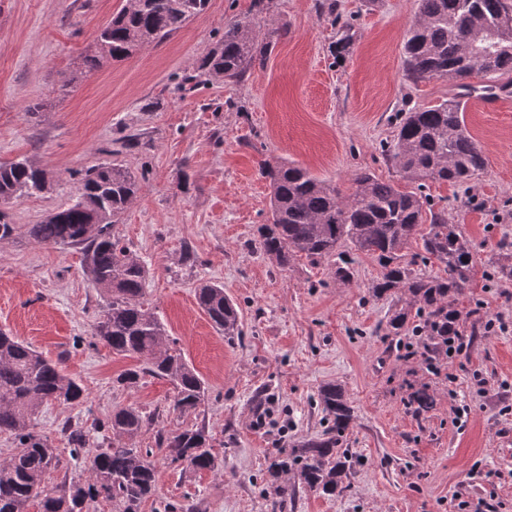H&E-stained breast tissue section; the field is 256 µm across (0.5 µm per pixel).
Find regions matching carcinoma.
Wrapping results in <instances>:
<instances>
[{
	"label": "carcinoma",
	"instance_id": "cac0c4a2",
	"mask_svg": "<svg viewBox=\"0 0 512 512\" xmlns=\"http://www.w3.org/2000/svg\"><path fill=\"white\" fill-rule=\"evenodd\" d=\"M209 0H136L122 8L102 29L88 62L127 59L138 48L159 43L202 14ZM357 31L348 21L337 30V52L351 48ZM271 42L260 43L253 22L236 18L224 26V37L202 59L203 75L239 80L256 62L264 60ZM403 79L416 85L434 78L455 82L462 93L426 108L401 113L386 157L407 181L466 185L486 166L485 154L468 132L463 94L472 87L466 80L476 72L489 76L482 87L488 95L504 91L500 81L512 77V0H417V11L405 31ZM262 174L271 187L269 217L258 229L259 248L280 266L291 257L311 260L336 258V279L346 282L352 271L341 247L375 257L380 276L368 288L373 298L400 303L387 321V335L408 331L414 315L429 341L453 335L460 312L459 296L476 273L475 248L460 225L452 223L445 208L434 209L427 197L404 192L368 171L355 175L351 193L341 191L291 162H265ZM77 198L31 224L28 236L48 246L72 245L81 249L83 272L108 294L96 326L112 351L146 361V372L169 380L174 387L173 410L189 414L204 400L205 387L181 352L165 344L166 329L144 305L148 270L140 257L120 246L112 233L115 219L141 189L138 179L119 164L94 166L78 179ZM51 186L49 174L27 160L0 163V198L35 195ZM420 238L426 256L443 266V274L415 272L416 255L409 243ZM493 275L512 282V243H502L491 261ZM197 301L226 336L241 335L239 312L224 295V287L206 283L197 289ZM86 401L85 389L65 373L62 360H49L29 344L0 331V434L11 435L13 453L0 460V512H25L30 499L41 497L40 512H88L91 501L112 503V512H140L153 496L157 460L196 470H220L204 426L175 433H158L157 448H132L128 441L152 424V418L126 407L98 422L97 429L112 431V445L90 453L87 434L70 430L71 453L89 454V478L72 481L53 492L41 490L45 473L56 456L48 436L39 433L33 418L49 403L74 405ZM318 407L328 423L321 434L299 441L288 455L267 466L275 504L283 508L298 486L323 495L341 493L353 472L347 432L354 411L346 390L329 383L318 392Z\"/></svg>",
	"mask_w": 512,
	"mask_h": 512
}]
</instances>
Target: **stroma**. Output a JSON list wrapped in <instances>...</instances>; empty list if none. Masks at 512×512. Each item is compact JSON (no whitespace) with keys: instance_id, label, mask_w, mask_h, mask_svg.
Here are the masks:
<instances>
[{"instance_id":"1","label":"stroma","mask_w":512,"mask_h":512,"mask_svg":"<svg viewBox=\"0 0 512 512\" xmlns=\"http://www.w3.org/2000/svg\"><path fill=\"white\" fill-rule=\"evenodd\" d=\"M267 2L261 11L254 0H210L164 42L91 69L98 30L126 0H0V162L26 159L54 178L46 192L0 206V220L16 227L0 241V330L63 359L87 393L84 404H48L37 416L57 456L42 485L87 476L71 457L67 426L85 430L90 448H105L112 436L97 422L130 406L153 419L133 447H155L160 430L203 425L223 465L212 472L159 461L156 492L140 512L174 502L196 512H274L268 461L325 428L317 393L332 382L344 386L356 416L351 484L333 498L298 491L285 512H453L459 498L472 512H512V327L485 329L496 314L512 316V282L489 267L499 242H512V98L493 110L478 94L464 98L487 167L469 188L424 189L461 224L478 263L456 304L465 347L437 377L413 334L387 335L393 302L367 294L381 271L374 257L346 249L353 277L344 284L335 259L295 256L283 268L257 242L270 199L263 162L300 164L345 193L362 170L398 181L384 154L396 113L455 91L444 78L415 87L401 78L416 0H337L358 32L342 56L320 0ZM235 16L274 20L263 64L237 83L190 81ZM104 163L140 181L114 231L149 269L146 302L169 346L205 383L195 412L173 413L168 380L117 383L142 361L95 338L106 295L84 276L80 249L42 246L26 233L70 203L76 173ZM206 282L223 284L236 303L241 335L225 337L199 307ZM422 388L434 406L418 414L411 400ZM463 406L471 413L460 425ZM263 408L271 416L258 428Z\"/></svg>"}]
</instances>
